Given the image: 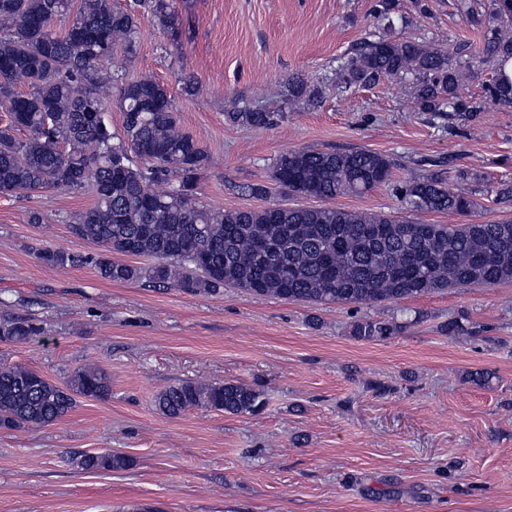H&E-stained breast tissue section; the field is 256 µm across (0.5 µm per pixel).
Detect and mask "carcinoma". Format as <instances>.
<instances>
[{
  "label": "carcinoma",
  "instance_id": "1",
  "mask_svg": "<svg viewBox=\"0 0 512 512\" xmlns=\"http://www.w3.org/2000/svg\"><path fill=\"white\" fill-rule=\"evenodd\" d=\"M490 28L481 47L457 46L454 54L433 42L392 36L391 0H378L383 32L360 43L336 69L338 83L372 84L382 77L412 82L423 112L465 111L481 105L461 100L460 58L512 57V0H492ZM181 31L172 0H0V105L10 122L0 127V195L28 191L90 194L93 203L75 215L72 230L101 248L97 254L45 249L53 267L91 266L116 283L144 281L154 287L178 282L191 293L219 294L233 286L248 294L312 304L394 303L447 288L512 281V221L428 224L341 208L274 205L263 209H212L197 200V181L210 157L180 130L172 95L159 81L127 78L125 63L137 53L140 21ZM122 47L123 58L114 61ZM29 91L18 94L15 85ZM119 87L121 127L108 118L112 86ZM488 97L512 103V84L494 81ZM316 93L301 79L289 100L306 103ZM230 122L267 128L268 112H228ZM28 131L18 138L17 130ZM385 155L366 150H289L270 175L290 196L333 199L360 194L392 178ZM162 181L156 192L149 183ZM400 198L414 213L472 215V194L450 189L439 178H411ZM145 257L147 267L113 259ZM402 328L394 320L363 317L352 324L360 341H380ZM40 327L23 317L0 321V342L20 343ZM107 374L84 366L64 384L22 367L0 368V427L52 424L75 406L76 397L110 395ZM155 406L177 418L194 407L227 414H255L261 393L243 383L186 381L157 394ZM83 470L119 468L109 453L81 455Z\"/></svg>",
  "mask_w": 512,
  "mask_h": 512
}]
</instances>
